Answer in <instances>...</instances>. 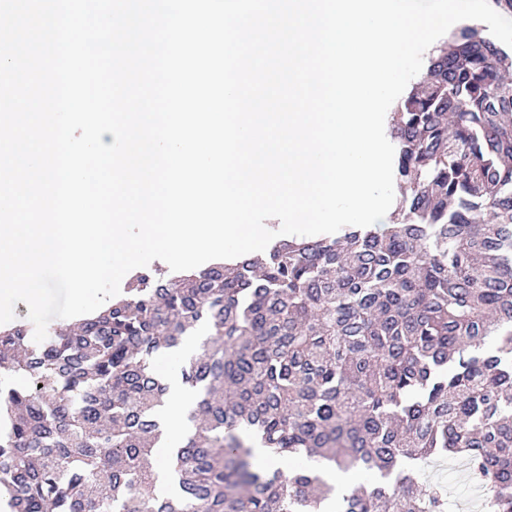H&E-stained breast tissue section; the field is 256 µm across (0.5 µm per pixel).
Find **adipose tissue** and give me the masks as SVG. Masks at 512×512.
I'll return each mask as SVG.
<instances>
[{"label":"adipose tissue","mask_w":512,"mask_h":512,"mask_svg":"<svg viewBox=\"0 0 512 512\" xmlns=\"http://www.w3.org/2000/svg\"><path fill=\"white\" fill-rule=\"evenodd\" d=\"M162 376L169 386L168 404L158 412L163 427V436L159 443L163 454L157 470L160 475L159 484L164 487L168 484L169 465L186 433V414L193 406L194 397L192 390L183 385L179 374L171 366L163 371Z\"/></svg>","instance_id":"1"}]
</instances>
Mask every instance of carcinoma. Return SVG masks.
<instances>
[{
    "label": "carcinoma",
    "instance_id": "carcinoma-1",
    "mask_svg": "<svg viewBox=\"0 0 512 512\" xmlns=\"http://www.w3.org/2000/svg\"><path fill=\"white\" fill-rule=\"evenodd\" d=\"M400 196L387 231L279 240L263 257L169 279L68 330H0V502L9 512H447L418 479L465 458L482 512H512V56L448 31L390 116ZM182 363L197 395L173 484L151 456ZM373 472L345 490L317 470Z\"/></svg>",
    "mask_w": 512,
    "mask_h": 512
}]
</instances>
